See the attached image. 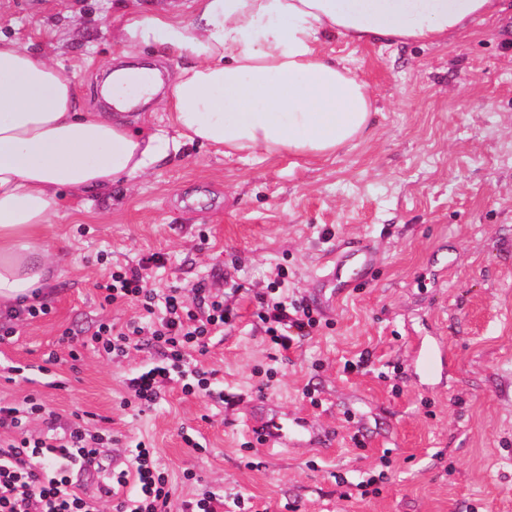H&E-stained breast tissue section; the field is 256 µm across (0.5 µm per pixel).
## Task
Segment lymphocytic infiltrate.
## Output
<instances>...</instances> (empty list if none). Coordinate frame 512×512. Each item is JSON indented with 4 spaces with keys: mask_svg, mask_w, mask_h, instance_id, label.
<instances>
[{
    "mask_svg": "<svg viewBox=\"0 0 512 512\" xmlns=\"http://www.w3.org/2000/svg\"><path fill=\"white\" fill-rule=\"evenodd\" d=\"M144 269L141 263H118L96 284L106 303H138L141 320L122 327L100 323L82 342L112 360L146 346L154 351L157 363L123 381L128 406L141 412L161 404L174 381L187 395L208 390L215 373L199 358L235 318L233 308L203 285L148 287ZM258 317L280 351L290 350L320 323L318 309L274 292L261 299ZM36 419L44 428L33 437L28 426ZM111 440L110 430L90 413H74L65 426L35 395L19 405L0 402V512H103L107 504L113 512H217L212 492L173 504L156 451L146 444L130 451L124 470L109 473L103 448Z\"/></svg>",
    "mask_w": 512,
    "mask_h": 512,
    "instance_id": "1",
    "label": "lymphocytic infiltrate"
}]
</instances>
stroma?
<instances>
[{
  "instance_id": "stroma-1",
  "label": "stroma",
  "mask_w": 512,
  "mask_h": 512,
  "mask_svg": "<svg viewBox=\"0 0 512 512\" xmlns=\"http://www.w3.org/2000/svg\"><path fill=\"white\" fill-rule=\"evenodd\" d=\"M124 2L0 0V36L58 63L95 111L107 68L126 60L112 35ZM325 50L357 70L377 109L371 133L336 155L189 144L134 185L60 194L45 228L57 275L39 297L50 311L18 323L0 359L34 368L56 353L62 384L0 379V400L36 390L62 416L108 418L115 447L155 446L178 499L211 491L223 512H238L237 497L252 512H512V16L439 44L339 38ZM362 243L378 258L365 285L299 346L272 348L257 298L277 271L289 299L309 303L327 258ZM153 253L165 262L150 287L204 284L239 317L201 358L216 396L172 383L139 414L121 406V379L148 350L111 361L87 349L74 363L61 338L136 318L95 284ZM421 340L446 347L430 378L413 362ZM364 351L371 371H344ZM255 403L334 428L331 450L252 442L241 419ZM373 477L378 493L360 495Z\"/></svg>"
}]
</instances>
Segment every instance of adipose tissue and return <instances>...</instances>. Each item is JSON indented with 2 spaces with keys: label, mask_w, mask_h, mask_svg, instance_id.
Listing matches in <instances>:
<instances>
[{
  "label": "adipose tissue",
  "mask_w": 512,
  "mask_h": 512,
  "mask_svg": "<svg viewBox=\"0 0 512 512\" xmlns=\"http://www.w3.org/2000/svg\"><path fill=\"white\" fill-rule=\"evenodd\" d=\"M508 0H195L190 20L133 0L127 51L153 45L190 58L159 107L170 128L131 134L119 117L77 108L74 82L43 55L0 38V308L32 299L56 261L44 229L61 191L108 192L188 143L226 152L285 151L321 159L367 136L371 94L322 50L349 43H438ZM109 101L157 98L149 70L106 79Z\"/></svg>",
  "instance_id": "1"
}]
</instances>
